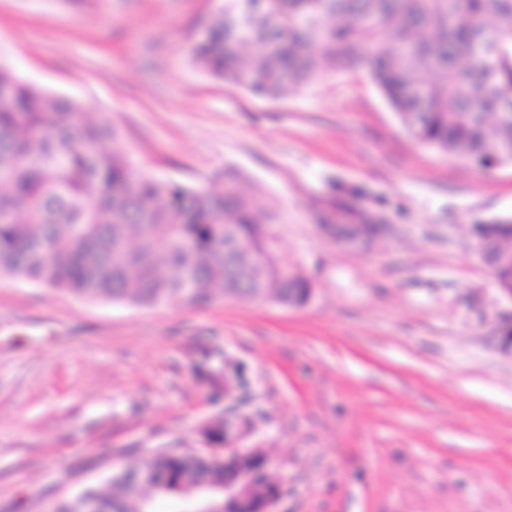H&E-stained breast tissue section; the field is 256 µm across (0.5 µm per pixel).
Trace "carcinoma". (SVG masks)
Returning a JSON list of instances; mask_svg holds the SVG:
<instances>
[{
	"label": "carcinoma",
	"mask_w": 512,
	"mask_h": 512,
	"mask_svg": "<svg viewBox=\"0 0 512 512\" xmlns=\"http://www.w3.org/2000/svg\"><path fill=\"white\" fill-rule=\"evenodd\" d=\"M194 38L206 74L279 100L324 72L365 67L413 141L483 169L512 157V0H223ZM256 52L249 56L247 52ZM0 274L75 296L136 306L224 297L303 306L311 282L281 273L276 215L237 178L214 191L137 170L106 119L0 63ZM473 229L509 250L512 219ZM224 446V419L202 429ZM164 485L112 475L53 512H154L185 486L224 485V458L175 451Z\"/></svg>",
	"instance_id": "cac0c4a2"
}]
</instances>
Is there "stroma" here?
Instances as JSON below:
<instances>
[{"instance_id":"obj_1","label":"stroma","mask_w":512,"mask_h":512,"mask_svg":"<svg viewBox=\"0 0 512 512\" xmlns=\"http://www.w3.org/2000/svg\"><path fill=\"white\" fill-rule=\"evenodd\" d=\"M221 0H0V62L108 117L144 171L271 204L310 302H90L0 275V512L53 504L237 421L275 512H512L505 305L470 226L512 217V167L413 144L365 70L271 101L191 61ZM387 225L346 247L324 215ZM243 368L213 391L196 375Z\"/></svg>"}]
</instances>
